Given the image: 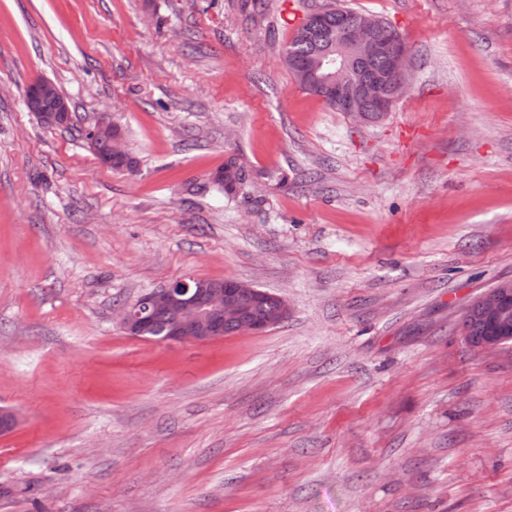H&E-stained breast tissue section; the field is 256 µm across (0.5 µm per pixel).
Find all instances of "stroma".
<instances>
[{
  "mask_svg": "<svg viewBox=\"0 0 512 512\" xmlns=\"http://www.w3.org/2000/svg\"><path fill=\"white\" fill-rule=\"evenodd\" d=\"M335 3L390 22L376 123L284 49ZM43 77L73 129L42 125ZM108 118L135 173L82 130ZM243 193L212 181L229 157ZM283 296L265 332L126 335L181 277ZM512 0H0V512H512ZM511 288L512 283H502L481 295L473 305L466 308L464 311L465 318H472L475 311H477L480 319L489 327L499 333L509 334V336H487L476 342H473L471 336H464L471 346L479 350H491L508 340H512Z\"/></svg>",
  "mask_w": 512,
  "mask_h": 512,
  "instance_id": "obj_1",
  "label": "stroma"
}]
</instances>
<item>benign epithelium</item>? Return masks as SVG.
Listing matches in <instances>:
<instances>
[{
    "mask_svg": "<svg viewBox=\"0 0 512 512\" xmlns=\"http://www.w3.org/2000/svg\"><path fill=\"white\" fill-rule=\"evenodd\" d=\"M384 63L381 70L376 62ZM297 81L316 95L330 98L336 109L348 112L360 121L382 119L407 92L410 66L406 47L397 30L383 20L367 14L355 21L339 20L326 31V47L302 64L288 60ZM53 96L52 84L40 79L32 82L27 97L41 99ZM70 112L67 99L57 100L55 110L43 115L50 124L62 126ZM110 140L112 153L127 156L121 136L112 123L102 119L88 130L87 141ZM268 293L254 285L237 280L211 282L194 277L174 279L156 289L145 300L134 302L118 317L124 332L143 337L148 315L170 316L164 342H208L224 336V324L232 323L239 330L258 333L271 328L288 315L286 301L263 320L250 315V309L267 299ZM489 327L499 332L479 341L466 337L471 346L491 350L512 340V283H502L481 295L464 311L470 319L474 313Z\"/></svg>",
    "mask_w": 512,
    "mask_h": 512,
    "instance_id": "7a95c632",
    "label": "benign epithelium"
}]
</instances>
